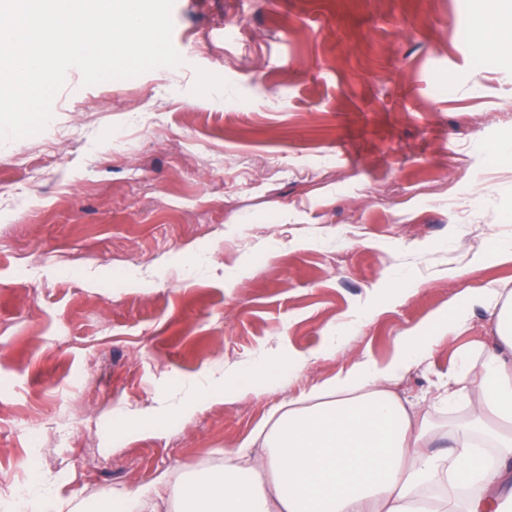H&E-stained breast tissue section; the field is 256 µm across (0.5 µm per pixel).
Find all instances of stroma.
I'll list each match as a JSON object with an SVG mask.
<instances>
[{
    "label": "stroma",
    "instance_id": "obj_1",
    "mask_svg": "<svg viewBox=\"0 0 512 512\" xmlns=\"http://www.w3.org/2000/svg\"><path fill=\"white\" fill-rule=\"evenodd\" d=\"M472 16L473 0H175L181 65L72 72L46 129L0 146V512L35 473L61 512H173L277 407L388 362L450 308L462 331L389 388L436 431L473 414L445 409L440 381L492 342L471 293L512 295V259L488 248L512 239L495 155L512 65L476 60ZM267 356L308 363L272 382Z\"/></svg>",
    "mask_w": 512,
    "mask_h": 512
}]
</instances>
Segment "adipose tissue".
I'll return each instance as SVG.
<instances>
[{
	"instance_id": "obj_1",
	"label": "adipose tissue",
	"mask_w": 512,
	"mask_h": 512,
	"mask_svg": "<svg viewBox=\"0 0 512 512\" xmlns=\"http://www.w3.org/2000/svg\"><path fill=\"white\" fill-rule=\"evenodd\" d=\"M477 5L484 23L472 50L488 60L512 33V0ZM462 324L440 313L397 337L390 362L366 359L313 386L309 405L281 412L222 471L188 484L182 512H512V299L497 313L496 347L463 352L447 381L448 405L475 402L476 417L434 437L413 404L384 388ZM478 438L495 448L490 462H478ZM257 467L268 483L253 478Z\"/></svg>"
}]
</instances>
